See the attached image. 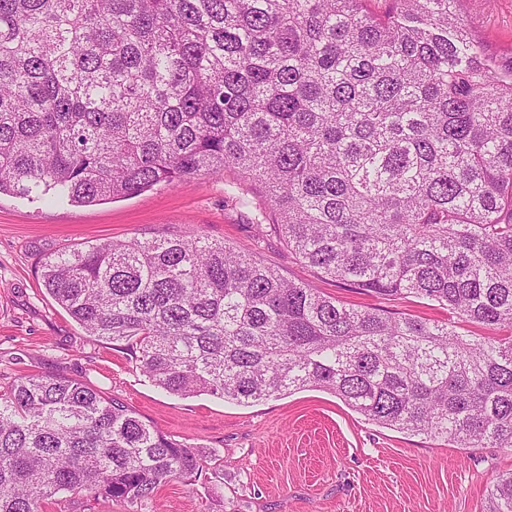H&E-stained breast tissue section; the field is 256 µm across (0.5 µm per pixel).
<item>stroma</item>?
I'll return each mask as SVG.
<instances>
[{
	"mask_svg": "<svg viewBox=\"0 0 512 512\" xmlns=\"http://www.w3.org/2000/svg\"><path fill=\"white\" fill-rule=\"evenodd\" d=\"M460 8L494 65L511 66L512 0ZM261 206L259 187L232 169L90 206L0 195V385L32 374L89 382L202 454L197 476L165 481L144 503L61 492L44 512H487L488 486L512 476V450L383 428L312 388L252 404L167 393L129 351L87 335L39 279L41 261L62 250L201 234L340 302L448 319L422 300H383L322 278L270 231Z\"/></svg>",
	"mask_w": 512,
	"mask_h": 512,
	"instance_id": "obj_1",
	"label": "stroma"
}]
</instances>
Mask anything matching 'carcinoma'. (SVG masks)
I'll return each mask as SVG.
<instances>
[{
  "instance_id": "obj_1",
  "label": "carcinoma",
  "mask_w": 512,
  "mask_h": 512,
  "mask_svg": "<svg viewBox=\"0 0 512 512\" xmlns=\"http://www.w3.org/2000/svg\"><path fill=\"white\" fill-rule=\"evenodd\" d=\"M459 0H0V194L81 205L226 168L324 278L512 332V68ZM42 286L171 394L327 391L385 428L512 448V335L346 306L202 235L45 259ZM61 375L0 390V512L143 502L199 468ZM512 512V477L488 491Z\"/></svg>"
}]
</instances>
